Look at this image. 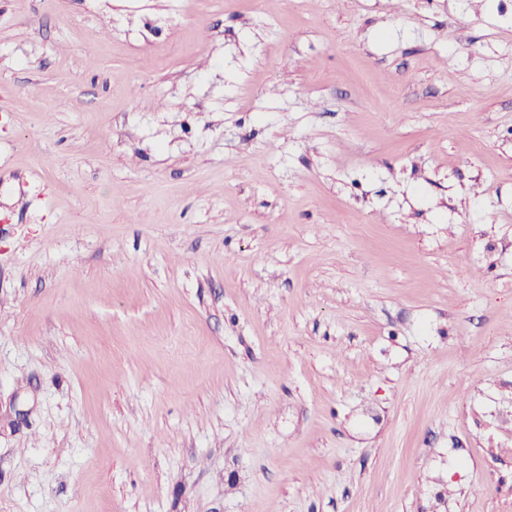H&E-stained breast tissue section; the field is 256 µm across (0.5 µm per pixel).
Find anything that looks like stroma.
Returning <instances> with one entry per match:
<instances>
[{
    "instance_id": "1",
    "label": "stroma",
    "mask_w": 512,
    "mask_h": 512,
    "mask_svg": "<svg viewBox=\"0 0 512 512\" xmlns=\"http://www.w3.org/2000/svg\"><path fill=\"white\" fill-rule=\"evenodd\" d=\"M0 512H512V0H0Z\"/></svg>"
}]
</instances>
